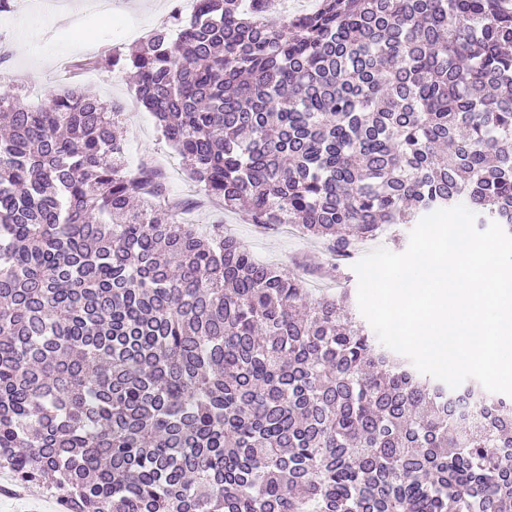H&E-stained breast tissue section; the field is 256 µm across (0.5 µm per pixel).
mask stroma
<instances>
[{
    "instance_id": "1",
    "label": "stroma",
    "mask_w": 512,
    "mask_h": 512,
    "mask_svg": "<svg viewBox=\"0 0 512 512\" xmlns=\"http://www.w3.org/2000/svg\"><path fill=\"white\" fill-rule=\"evenodd\" d=\"M14 12L0 14V94L28 95L31 86L41 94L58 90L51 72L64 62L82 60L112 51L130 52L150 31L167 20L171 0H112V9L98 11L90 0H15ZM89 93L102 100L125 102L122 121L128 168L146 158L154 159L167 173L170 192L197 198V188L181 169L179 156L159 133L153 116L134 98L128 72L100 70L95 80L83 81ZM200 230L223 225L260 261L293 267L317 255L319 244L283 226L268 230L253 224L248 210L202 207L195 214Z\"/></svg>"
}]
</instances>
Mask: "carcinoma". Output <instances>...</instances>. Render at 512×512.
<instances>
[{"mask_svg": "<svg viewBox=\"0 0 512 512\" xmlns=\"http://www.w3.org/2000/svg\"><path fill=\"white\" fill-rule=\"evenodd\" d=\"M195 0L124 58L203 200L340 262L464 204L512 233L503 0ZM122 106L0 95V470L65 512H512V398L417 373L185 221ZM469 406L464 418L454 405Z\"/></svg>", "mask_w": 512, "mask_h": 512, "instance_id": "cac0c4a2", "label": "carcinoma"}]
</instances>
